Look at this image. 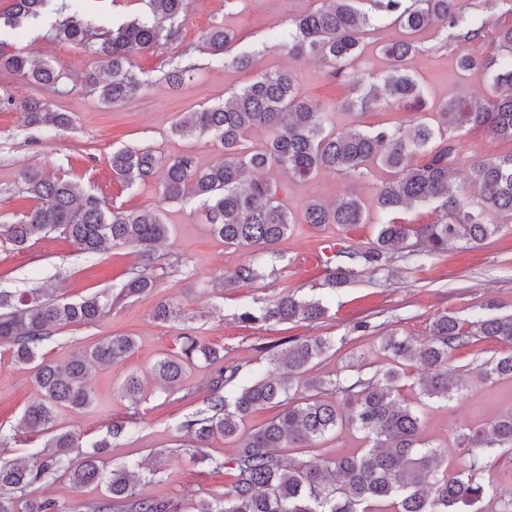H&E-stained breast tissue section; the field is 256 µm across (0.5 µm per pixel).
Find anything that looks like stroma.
Wrapping results in <instances>:
<instances>
[{
  "label": "stroma",
  "instance_id": "1",
  "mask_svg": "<svg viewBox=\"0 0 512 512\" xmlns=\"http://www.w3.org/2000/svg\"><path fill=\"white\" fill-rule=\"evenodd\" d=\"M316 5L317 0H190L176 22L175 40L132 54L134 70L146 87L139 96L117 107L102 105L88 92L85 75L93 60L79 47L52 40L51 13L19 33H0L4 49L58 62L65 72L55 89L2 76L0 97L10 95L19 101L38 97L74 119L68 129L42 132L26 127L18 110H0V224L19 221L34 207V200L21 191V173L38 167L68 175L113 207L159 210L165 223L172 226L170 236L154 251L151 270L159 286L153 293L113 304L93 324L53 329L51 340L41 350L45 360L63 363L105 337L134 338L135 350L125 361L92 370L88 379L92 404L78 410L60 409L56 424L76 434L87 451L106 436L112 423L134 419V429L112 442V464L140 461L160 448L170 454L166 478L138 481L141 498L174 500L186 507L192 500L223 492L230 482L224 473L193 461L183 446L185 434L179 429L185 417L203 408L209 397L210 369L201 365L188 369L175 393L163 392L151 373L157 359L178 350L182 333L223 347L225 363L240 366L243 380L250 381L268 367L265 346L285 339L331 337L332 350L313 369L315 375L331 376L345 370L354 353L367 354L375 366H383L378 352L381 336L399 332L426 340L428 325L437 313L448 311L469 321L493 314L512 315V218L507 216L501 219V231L481 245L453 243L447 252L420 262L402 250L386 269L365 267L349 283L335 289L327 287V261L321 256L327 244L349 250L365 248L374 239L376 226H315L302 222L304 208L312 200L331 204L349 194L372 205L374 188L385 178L381 170H371L361 178L321 172L298 181L275 168L265 171V179L285 189L284 202L299 222L294 233L279 243L280 258L274 272L229 287L224 285V277L250 262L251 249L225 245L206 224L199 203L164 202L158 180L128 189L113 177L108 159L125 146H150L167 158L189 153L203 168L219 161L224 155L220 143L208 137L173 135V125L183 113L222 104L265 72L295 69L302 93L333 107L330 119L335 130L406 124L409 113L385 104L365 110L337 109V102L350 93L348 85L331 78L324 63L314 59L296 63L288 57L276 32ZM218 22L236 33L230 51L249 55L248 68L225 65L223 57L207 49L205 35ZM418 43L421 51L411 69L425 90L427 109L461 93L486 96V77L479 73L460 77L456 50L445 45L440 31H425ZM177 62L193 65L194 71L190 79L172 88L165 75ZM455 137L464 157L457 176L458 185L463 187L470 181L471 162L512 152L511 142L493 139L480 127L456 131ZM140 264L132 247L115 246L89 257L56 233L31 242L21 251L0 242V290L47 288L67 301L93 294L111 296L118 292L129 270ZM287 292L322 300L326 317L310 325L240 322L242 311L265 305ZM167 297L177 300L179 316L157 321L153 309ZM364 320L369 323L365 329L360 326ZM503 350V344L482 339L453 352L450 365L457 368L464 391L448 405L425 409L426 441L443 443L455 431L489 422L512 406V382L486 384L474 372L477 364ZM132 373L143 383V398L135 407L121 396L122 382ZM39 397L30 372L14 365L8 346L0 345V429L14 437L10 457L30 460L42 449L40 437L17 429L24 409ZM28 493L56 500L68 512H88L89 505L104 499L99 487L75 488L63 479L39 482Z\"/></svg>",
  "mask_w": 512,
  "mask_h": 512
}]
</instances>
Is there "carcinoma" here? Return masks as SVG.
Listing matches in <instances>:
<instances>
[{"instance_id": "1", "label": "carcinoma", "mask_w": 512, "mask_h": 512, "mask_svg": "<svg viewBox=\"0 0 512 512\" xmlns=\"http://www.w3.org/2000/svg\"><path fill=\"white\" fill-rule=\"evenodd\" d=\"M49 0H12L10 12L0 16V29H19L42 17ZM143 17L112 28H98L73 12L53 24L54 38L71 43L95 57L107 73L90 71L85 81L101 104L112 107L140 94L145 82L129 68V56L147 51L178 35L175 21L187 0H146ZM464 0H321V6L296 16L278 38L288 55L299 60L317 58L329 68L330 77L345 78L363 109L385 103L409 112L425 106L421 88L411 73V61L420 52L415 35L435 26L444 43L457 48V67L486 75L492 100L460 95L443 103L437 125L411 121L409 129L381 126L345 132L327 130V107L304 96L291 70L267 73L222 105L186 113L173 127L179 136L197 135L219 141L224 159L201 168L191 154L166 159L149 147H125L112 152L109 165L128 189L160 176V194L167 203L196 201L212 231L234 247L256 249L252 262L231 277L252 282L266 276L276 256L275 246L288 237L295 219L277 199V187L247 173L276 167L294 180H305L320 171L364 176L377 165L391 176L376 187L377 237L364 251L334 253L328 285L346 283L356 267L385 269L392 255L403 249L430 257L448 250L451 242L480 244L493 237L500 225L488 223L492 213L512 215V153L471 164L472 193H457L459 148L451 132L464 127H484L499 140L512 142V21L498 25L494 39L498 52L482 47L486 21L468 11ZM370 4V9L363 8ZM389 20L407 36L388 44L387 74L378 83H366L358 66L363 35L379 21ZM235 36L224 26H213L206 43L215 54L226 52ZM0 73L21 77L43 87H57L64 71L56 62L35 61L21 51L0 50ZM13 106L23 114L26 126L40 130L67 129L73 119L41 98L16 102L0 98V107ZM263 127L271 132L260 149L245 147L246 133ZM418 162H413V159ZM23 193L36 201L16 224H0V239L23 250L32 240L59 232L81 254H101L113 245L138 249L143 269L131 272L116 296L139 298L158 287L149 271L155 245L167 239L169 226L156 209L120 211L82 186L37 168L22 173ZM432 206L441 218L416 228L396 214ZM361 199L343 197L334 204L310 201L304 212L308 224H335L348 228L365 223ZM416 238L413 244L410 238ZM112 306L105 295L95 294L76 302L49 299L33 289L16 294L0 293V343L10 346L12 362L27 366L41 392V399L24 410L21 428L44 438V449L32 463H0V512H64L55 500L25 496L31 485L48 478L65 477L74 486L105 487L107 500L97 512H181L174 501L138 497L127 465L108 468L112 443L104 437L93 451L72 458L79 438L55 425L61 408H82L92 401L87 376L93 367H110L135 348L130 336H109L65 364L48 362L39 351L50 339L51 328L90 325ZM321 302L302 300L285 293L255 311L239 315L246 323L274 325L291 322L312 324L323 319ZM177 317L172 300L160 301L154 318ZM480 337L507 346L497 359L475 367L484 382L512 381V316L486 317L469 323L452 312H441L429 324V339L390 333L381 338V350L389 363L372 373L339 374L333 378L309 375L311 364L332 347L330 339L314 336L279 345L285 349L269 358L270 368L247 385L239 384L240 367L224 364V349L200 342L184 333L180 348L159 358L154 376L170 392L182 385L186 371L199 363L213 370L206 407L185 417L180 429L195 447L204 448L214 436L237 441L236 452L223 460H211L214 469L231 477L230 487L197 501L193 512H512V481H497L493 472L500 464L498 451L512 450V407L490 423L459 434L453 451L464 463L448 474V444L433 445L422 436V405L448 402L458 397L463 385L448 371L452 352ZM421 365L411 389L415 397L399 394L397 383L410 378L407 369ZM122 396L133 405L141 402L139 376L126 377ZM267 405L282 406L276 417L245 430L251 414ZM362 433L367 442L313 460H284L281 450L303 454L318 442L345 428ZM135 467L147 477H163L169 453L158 451ZM488 474L487 481L473 478Z\"/></svg>"}]
</instances>
